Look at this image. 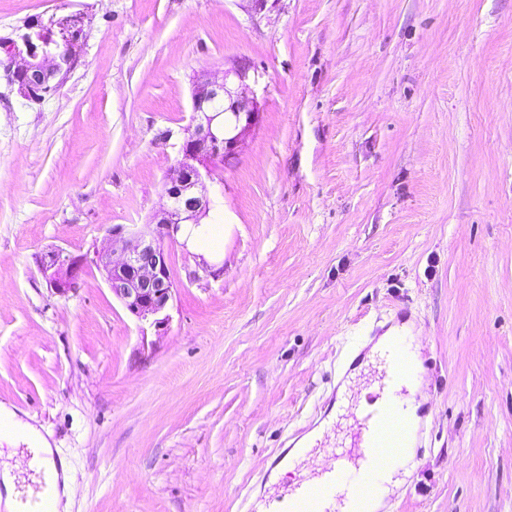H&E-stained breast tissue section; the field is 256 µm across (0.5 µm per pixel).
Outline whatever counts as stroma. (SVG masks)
Instances as JSON below:
<instances>
[{"label":"stroma","mask_w":512,"mask_h":512,"mask_svg":"<svg viewBox=\"0 0 512 512\" xmlns=\"http://www.w3.org/2000/svg\"><path fill=\"white\" fill-rule=\"evenodd\" d=\"M84 16L43 101L0 70V403L70 467L68 512H258L317 458L350 345L406 320L431 368L383 512H512V0H0V38ZM259 122L212 171L221 241L166 248L163 326L90 255L163 205L200 72ZM87 257L75 256L59 248L49 252L41 261L42 270L52 289L65 294L71 288L73 280L83 270ZM52 270L50 274L48 272ZM321 436V430H315L310 433L306 437H304L294 448L288 456L285 458L283 462H281L277 467L272 470V475L274 478H278L281 475H284L287 471H290L294 468L292 465V461L298 459L301 456H304L306 452H308L311 448H305L310 444H313L316 438Z\"/></svg>","instance_id":"1"}]
</instances>
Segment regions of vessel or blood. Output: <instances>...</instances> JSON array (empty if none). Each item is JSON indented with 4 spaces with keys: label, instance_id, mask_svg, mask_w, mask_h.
<instances>
[{
    "label": "vessel or blood",
    "instance_id": "1",
    "mask_svg": "<svg viewBox=\"0 0 512 512\" xmlns=\"http://www.w3.org/2000/svg\"><path fill=\"white\" fill-rule=\"evenodd\" d=\"M381 362L387 368L389 393L380 394L375 402L359 408L352 447L331 449L330 462L323 471L289 493L288 512H366L360 487L366 483L379 487L394 449L403 447L405 442L404 435L391 430L406 409L402 395L413 372L405 336L391 338Z\"/></svg>",
    "mask_w": 512,
    "mask_h": 512
}]
</instances>
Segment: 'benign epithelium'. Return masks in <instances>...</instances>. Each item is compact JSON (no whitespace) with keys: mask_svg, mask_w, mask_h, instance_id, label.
Here are the masks:
<instances>
[{"mask_svg":"<svg viewBox=\"0 0 512 512\" xmlns=\"http://www.w3.org/2000/svg\"><path fill=\"white\" fill-rule=\"evenodd\" d=\"M63 24V40L81 36L82 14L66 16ZM40 34L46 45L41 51L34 46L29 32L17 40L0 41V54L7 65H15V69L8 70V76L18 84L19 94L30 100L40 99L39 90L50 92L58 88L76 64V57L56 45L50 46L54 42L53 27H41ZM248 79L249 68L241 65L224 71L222 77L209 72L197 75L182 158L164 184L165 204L147 224L112 225L106 248L95 252L90 260L62 248L49 252L41 261L42 270L57 293L70 290L89 260L102 271L112 294L138 320H150L157 326L165 323L158 315L176 292L165 241L181 238L182 247H187L189 237L183 235V228L199 225L212 209L205 182L211 176V167L234 157L245 136L257 125V102L245 92Z\"/></svg>","mask_w":512,"mask_h":512,"instance_id":"benign-epithelium-1","label":"benign epithelium"}]
</instances>
